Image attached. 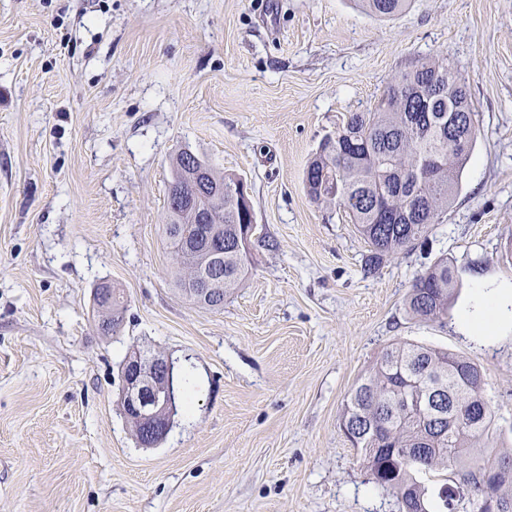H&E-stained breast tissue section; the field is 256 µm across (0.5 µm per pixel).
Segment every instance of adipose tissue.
<instances>
[{
    "label": "adipose tissue",
    "mask_w": 512,
    "mask_h": 512,
    "mask_svg": "<svg viewBox=\"0 0 512 512\" xmlns=\"http://www.w3.org/2000/svg\"><path fill=\"white\" fill-rule=\"evenodd\" d=\"M460 327L485 342L512 332V287L484 283L477 288L471 307L458 317Z\"/></svg>",
    "instance_id": "adipose-tissue-1"
}]
</instances>
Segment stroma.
Instances as JSON below:
<instances>
[{
	"label": "stroma",
	"mask_w": 512,
	"mask_h": 512,
	"mask_svg": "<svg viewBox=\"0 0 512 512\" xmlns=\"http://www.w3.org/2000/svg\"><path fill=\"white\" fill-rule=\"evenodd\" d=\"M445 54L478 134L459 195L376 275L348 214L304 172L345 115ZM241 177L257 233L221 310L174 288L170 163ZM454 260L447 325L411 317L414 277ZM512 284V0H0V512H398L342 427L381 350L473 358L512 449V339L458 325L477 283ZM120 288L102 335L94 290ZM174 365L179 406L155 448L118 404L133 348ZM365 10L372 16L380 19H392L403 13L408 0H361ZM101 288H105V293L103 295V290ZM110 288H112V285L105 284L96 291V298L102 295L101 301L97 302L96 309L100 332L103 333V323L106 322L112 325L111 333H104L105 336L110 334L114 336V334L120 330L125 322L127 312V303L124 300L123 293H121L118 288H112L111 294Z\"/></svg>",
	"instance_id": "1"
}]
</instances>
